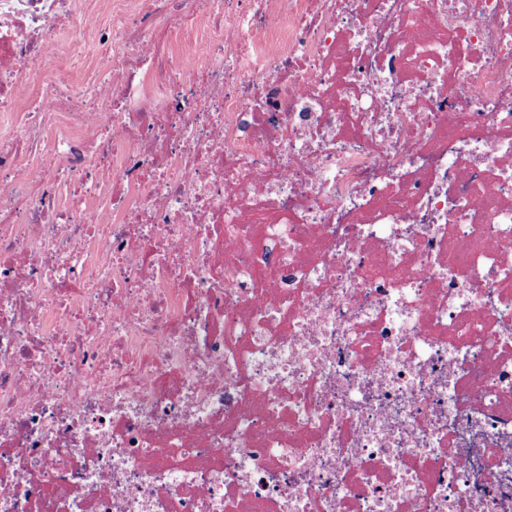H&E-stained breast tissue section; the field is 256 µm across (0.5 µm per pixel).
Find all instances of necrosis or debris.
Returning a JSON list of instances; mask_svg holds the SVG:
<instances>
[{
  "instance_id": "1",
  "label": "necrosis or debris",
  "mask_w": 512,
  "mask_h": 512,
  "mask_svg": "<svg viewBox=\"0 0 512 512\" xmlns=\"http://www.w3.org/2000/svg\"><path fill=\"white\" fill-rule=\"evenodd\" d=\"M81 15L0 0V512H512V0Z\"/></svg>"
}]
</instances>
